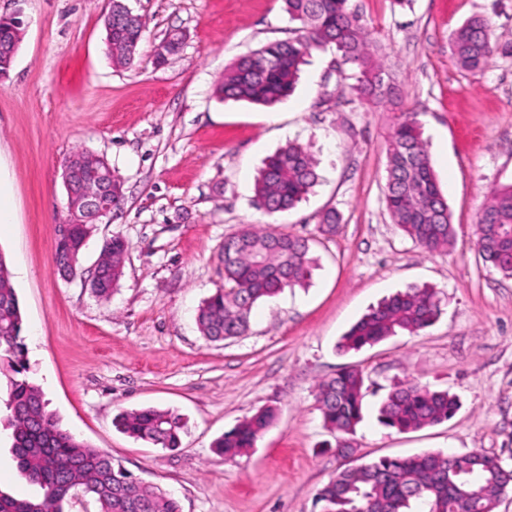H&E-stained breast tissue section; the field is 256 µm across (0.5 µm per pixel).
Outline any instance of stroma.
<instances>
[{"label":"stroma","mask_w":512,"mask_h":512,"mask_svg":"<svg viewBox=\"0 0 512 512\" xmlns=\"http://www.w3.org/2000/svg\"><path fill=\"white\" fill-rule=\"evenodd\" d=\"M125 2L146 29L134 64L119 67L106 43L110 0H0V16L24 20L0 80V187L15 211L0 224V252L24 312L29 377L61 425L175 497L181 512H318L316 491L345 463L316 386L356 365L369 392L353 458L480 450L512 468V277L482 261L474 236L491 189L512 183V56L471 73L449 45L475 15L512 44V0H350L394 101L365 105L344 92L329 46L312 50L294 92L271 107L223 100L216 88L226 64L294 36L283 0ZM173 32L180 49L156 65ZM402 112L421 125L452 213L456 240L442 253L404 236L385 208L388 137ZM291 141L310 150L320 179L296 208L268 215L252 204L255 179ZM76 150L108 160L124 201L97 224L69 278L53 254L67 219L62 163ZM330 209L341 222L325 235L317 216ZM265 224L309 240L312 277L255 306L246 335L207 341L196 316L224 285V239ZM115 235L128 245L124 276L104 301L88 280ZM412 285L439 293L432 327L339 350L371 307ZM407 381L454 394L455 416L404 433L379 425V403ZM144 407L187 419L180 448L118 428L122 413ZM266 407L278 418L254 448L232 460L214 453L218 437Z\"/></svg>","instance_id":"1"}]
</instances>
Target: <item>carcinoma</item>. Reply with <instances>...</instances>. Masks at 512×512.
<instances>
[{"mask_svg": "<svg viewBox=\"0 0 512 512\" xmlns=\"http://www.w3.org/2000/svg\"><path fill=\"white\" fill-rule=\"evenodd\" d=\"M296 36L270 41L224 68L218 92L226 100L273 105L287 97L311 50L328 45L339 52L336 71L352 79L348 88L360 101H393L395 88L377 57V49L349 0H283ZM145 29L142 18L123 0H112L108 37L113 63L135 61ZM460 68L483 70L496 55H512V46L492 41L486 18L477 15L451 36ZM317 163L298 143L279 149L264 162L255 182L253 206L268 215L295 208L318 183ZM385 207L393 223L428 252L449 248L455 239L448 203L431 165L426 141L415 115L402 112L392 126L386 157ZM476 245L484 262L512 277V184L491 190L476 222ZM86 236L74 224L57 239L54 265H63ZM125 241L114 236L101 248L99 274L92 291L108 300L122 276L113 272L125 254ZM308 240L271 226L250 227L224 238V287L206 298L197 313L202 335L226 341L244 335L254 306L311 278ZM441 314L438 293L411 286L370 310L342 337L339 349L371 348L397 331L419 333ZM24 320L11 273L0 255V375L6 377L4 425L18 472L40 493L18 497L0 489V512H63L75 485L86 490L99 512H180L179 502L154 485H124L113 477L120 465L112 454L95 448L63 428L47 409L42 390L27 375ZM365 377L348 366L317 385L316 398L336 447L350 449L345 436L363 418ZM458 398L416 383L396 385L378 408L381 425L399 432L419 430L451 419ZM271 408L258 411L224 433L216 452L233 459L255 446L274 423ZM118 426L129 436L158 446L179 447L186 419L171 410L143 408L121 414ZM512 469L483 451L443 455L426 452L388 457L345 468L316 494L322 512H495L498 488Z\"/></svg>", "mask_w": 512, "mask_h": 512, "instance_id": "carcinoma-1", "label": "carcinoma"}]
</instances>
